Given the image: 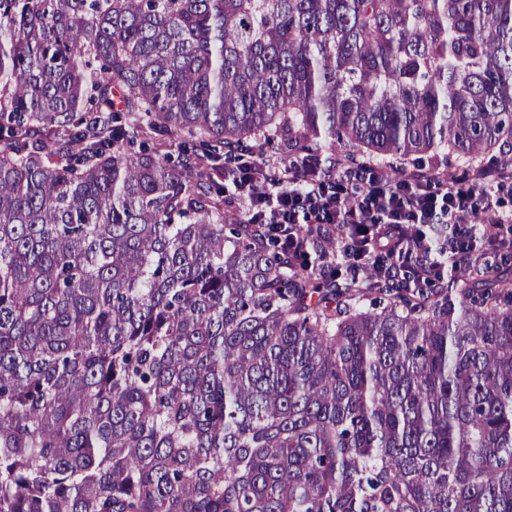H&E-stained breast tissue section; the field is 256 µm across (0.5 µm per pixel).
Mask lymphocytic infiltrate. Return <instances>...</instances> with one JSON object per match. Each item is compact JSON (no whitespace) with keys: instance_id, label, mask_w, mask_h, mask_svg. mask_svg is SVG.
I'll return each mask as SVG.
<instances>
[{"instance_id":"obj_1","label":"lymphocytic infiltrate","mask_w":512,"mask_h":512,"mask_svg":"<svg viewBox=\"0 0 512 512\" xmlns=\"http://www.w3.org/2000/svg\"><path fill=\"white\" fill-rule=\"evenodd\" d=\"M508 170L476 169L468 180L442 182L428 174L392 183L380 165L357 170L331 162L325 169L297 167L285 162L261 160L234 173L239 197L252 210V223L271 224L288 239L289 254L306 247L294 228L299 220L323 225L326 232L343 233L362 241L360 249L346 253L348 269L381 263L382 285L403 280L401 252L412 243L413 280H430L444 268L477 263L483 244L512 250V237L501 236L512 214L499 209L496 190ZM432 224L447 225L454 245L447 262H440L428 233Z\"/></svg>"}]
</instances>
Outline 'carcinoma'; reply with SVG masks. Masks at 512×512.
I'll list each match as a JSON object with an SVG mask.
<instances>
[{
  "instance_id": "obj_1",
  "label": "carcinoma",
  "mask_w": 512,
  "mask_h": 512,
  "mask_svg": "<svg viewBox=\"0 0 512 512\" xmlns=\"http://www.w3.org/2000/svg\"><path fill=\"white\" fill-rule=\"evenodd\" d=\"M283 129L503 153L512 0H0V512H512V278L323 277L163 151Z\"/></svg>"
}]
</instances>
